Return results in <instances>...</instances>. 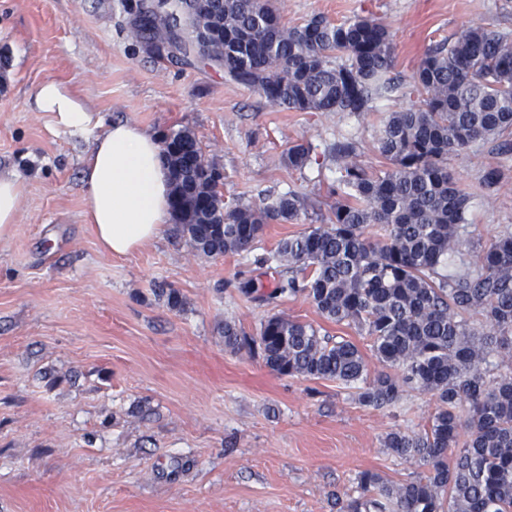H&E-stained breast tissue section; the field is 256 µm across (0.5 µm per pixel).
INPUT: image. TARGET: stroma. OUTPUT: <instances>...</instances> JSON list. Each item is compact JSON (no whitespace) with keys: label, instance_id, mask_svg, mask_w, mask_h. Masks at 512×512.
Wrapping results in <instances>:
<instances>
[{"label":"stroma","instance_id":"35a3bbf8","mask_svg":"<svg viewBox=\"0 0 512 512\" xmlns=\"http://www.w3.org/2000/svg\"><path fill=\"white\" fill-rule=\"evenodd\" d=\"M295 26L321 14L384 21L395 69L411 75L425 51L472 25L512 35V0H275ZM54 79L104 122L163 136L184 127L224 172L226 202L290 189L325 201L333 174L282 161L289 142L352 139L379 161L376 131L390 110L362 118L292 112L223 72L157 59L133 46L120 0H0V170L27 183L13 235L0 242V512H337L364 470L398 483L420 468L383 448L387 433L419 431L431 395L404 393L377 410L352 389L281 376L261 355L224 345V322L257 335L279 314L355 343L368 337L322 318L305 297L250 301L238 280L260 278L242 255L206 258L171 234L132 254L100 250L83 218L82 159L100 128H53L37 111ZM498 166L501 188L480 182ZM470 193L475 246L512 233V152L479 141L449 157ZM175 289L182 309L158 289Z\"/></svg>","mask_w":512,"mask_h":512}]
</instances>
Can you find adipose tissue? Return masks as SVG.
Instances as JSON below:
<instances>
[{
  "label": "adipose tissue",
  "mask_w": 512,
  "mask_h": 512,
  "mask_svg": "<svg viewBox=\"0 0 512 512\" xmlns=\"http://www.w3.org/2000/svg\"><path fill=\"white\" fill-rule=\"evenodd\" d=\"M34 102L37 111L63 130L82 132L96 121L82 99L54 80L38 87ZM25 191L20 176L0 171V240L12 235ZM169 194L155 135L128 122H113L96 137L84 159L83 201L85 220L102 250L125 256L156 241L172 221Z\"/></svg>",
  "instance_id": "obj_1"
}]
</instances>
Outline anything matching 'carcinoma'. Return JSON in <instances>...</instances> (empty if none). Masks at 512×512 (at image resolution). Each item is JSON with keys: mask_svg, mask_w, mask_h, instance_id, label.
I'll list each match as a JSON object with an SVG mask.
<instances>
[{"mask_svg": "<svg viewBox=\"0 0 512 512\" xmlns=\"http://www.w3.org/2000/svg\"><path fill=\"white\" fill-rule=\"evenodd\" d=\"M123 7L144 52L222 69L273 106L362 117L379 99L410 101L382 120L379 167L358 161L352 142L324 151L336 162L325 214L293 190L224 202L223 173L195 133L166 134L170 232L199 255H239L266 225L314 210L320 223L253 257L256 268L289 276L270 290L252 278L238 290L257 302L304 296L324 319L369 337L382 370L368 378L352 341L281 315L256 336L224 322V346L260 350L281 376L355 386L359 403L375 409L408 391L435 397L426 428L394 430L384 441L424 475L390 483L361 471L358 496H336L338 512H512V234L465 258L469 195L448 170V157L477 141L512 152V36L469 26L434 44L406 78L395 72L389 26L373 17L316 15L288 27L266 0H206L204 12L196 0ZM317 149L293 141L283 161L301 169ZM500 180L490 166L482 186L492 195ZM369 227L382 234L367 235Z\"/></svg>", "mask_w": 512, "mask_h": 512, "instance_id": "1", "label": "carcinoma"}]
</instances>
